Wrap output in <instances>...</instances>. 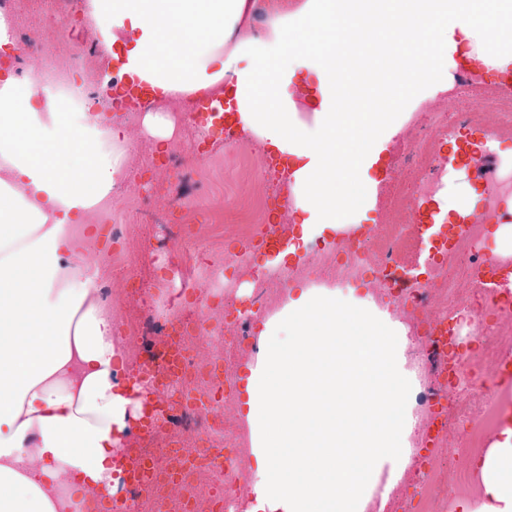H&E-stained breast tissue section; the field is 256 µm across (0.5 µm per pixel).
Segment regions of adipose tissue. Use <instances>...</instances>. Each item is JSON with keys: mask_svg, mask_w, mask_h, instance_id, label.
<instances>
[{"mask_svg": "<svg viewBox=\"0 0 512 512\" xmlns=\"http://www.w3.org/2000/svg\"><path fill=\"white\" fill-rule=\"evenodd\" d=\"M118 74L166 93H221L236 128L285 155L295 234L256 271L303 258L312 240L373 221L380 161L417 102L448 87L470 44L512 60V0H96ZM415 31L422 62L393 43ZM100 116L0 70V512H75L115 494L117 450L144 405L113 336L108 266L90 215L127 177L121 116ZM97 257L85 263L86 250ZM372 277L339 291L307 281L254 326L236 376L248 428L247 512H364L413 467L416 382L407 326ZM476 498L452 512H512V409L469 460Z\"/></svg>", "mask_w": 512, "mask_h": 512, "instance_id": "obj_1", "label": "adipose tissue"}]
</instances>
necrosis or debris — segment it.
Masks as SVG:
<instances>
[{
  "instance_id": "necrosis-or-debris-1",
  "label": "necrosis or debris",
  "mask_w": 512,
  "mask_h": 512,
  "mask_svg": "<svg viewBox=\"0 0 512 512\" xmlns=\"http://www.w3.org/2000/svg\"><path fill=\"white\" fill-rule=\"evenodd\" d=\"M62 14L47 18L32 9L30 0H0V17L10 25L16 53L9 59L19 85L48 90L66 102L80 101L83 94L95 90L102 80L95 59L103 56L106 45L100 35L93 0H64ZM53 20L58 36L67 38L70 47L54 49L38 36L46 20ZM41 53L44 63L29 66L26 57ZM512 71H484L463 68L450 84L467 103L465 112L448 117L444 112H425L413 125L414 135L404 142L394 160L410 168V181L392 183L385 206L393 231L379 240L376 227L349 228L341 231L335 249L309 245L310 256L296 265L268 270L256 281L253 302L258 312L266 313L280 304L289 280L301 278L319 288H340L361 275V260H370L377 281L375 293L391 308L404 309L414 335L420 336L415 370L423 399H439L440 410L429 417L418 438L417 447L438 446L450 425L459 423L464 436L458 444L459 457L491 447L505 406L512 404V382L482 386L478 377L487 371L512 363V287L503 282L505 268L500 256L483 246L482 225L492 218L499 223L512 222L502 213L497 200L512 194V164L494 158L492 143L497 130L480 131L478 117L496 112L501 124L512 127ZM142 112L168 114L175 127L192 126L199 134L194 154L201 168L215 166L216 160L206 142L223 134L226 149L240 147L233 125L225 123L222 107L204 112L190 96H147L138 106ZM465 142L477 158V165L465 168L469 180L481 184L484 208L481 216L471 217L463 242H456L447 222L408 223L405 214L414 204L430 203L448 186L450 162L440 150L448 139ZM432 239L433 254L424 279L414 280L396 261V243L405 237ZM132 314L151 318L154 333L144 359L154 381L166 387L158 427L132 433L126 446V459L146 470L145 478L127 482L120 496L153 500L172 489V476L178 475L187 487H194L197 472L187 464L186 452L198 450L199 460L224 478L208 495L193 498L191 512H246L245 473L238 461L239 445L225 435L222 414L203 412L187 406L188 382L206 383L212 394L230 395L233 379L208 369L200 361L191 338L205 320L203 309L188 308L174 323L154 317L152 296L143 289L129 287L118 291ZM462 335H478V352L453 351L454 340ZM225 447L220 459L210 457L216 447Z\"/></svg>"
}]
</instances>
